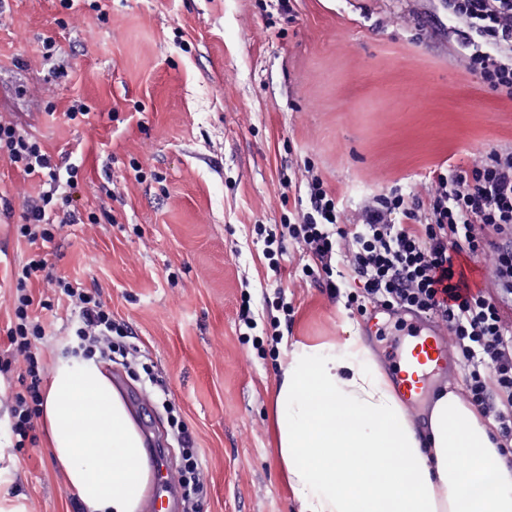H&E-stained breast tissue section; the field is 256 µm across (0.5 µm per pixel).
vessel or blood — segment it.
Wrapping results in <instances>:
<instances>
[{"mask_svg": "<svg viewBox=\"0 0 512 512\" xmlns=\"http://www.w3.org/2000/svg\"><path fill=\"white\" fill-rule=\"evenodd\" d=\"M393 361L401 397L409 405L421 404L434 376L448 366V344L444 333L430 318H417L411 340L396 351ZM170 483L169 473L158 469L156 488L148 500V512H173L166 495Z\"/></svg>", "mask_w": 512, "mask_h": 512, "instance_id": "vessel-or-blood-1", "label": "vessel or blood"}]
</instances>
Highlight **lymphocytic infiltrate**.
I'll return each instance as SVG.
<instances>
[{
	"instance_id": "lymphocytic-infiltrate-1",
	"label": "lymphocytic infiltrate",
	"mask_w": 512,
	"mask_h": 512,
	"mask_svg": "<svg viewBox=\"0 0 512 512\" xmlns=\"http://www.w3.org/2000/svg\"><path fill=\"white\" fill-rule=\"evenodd\" d=\"M447 8L452 21L448 35L467 49L461 58L465 70L512 101V0H447ZM0 157L50 185L38 203L26 208L17 227L18 235L38 251L11 274L8 348L24 355L29 378L12 396L11 429L21 450L33 439L42 384L36 352L45 336L33 313L31 282L44 280L59 288L85 356L111 357L113 338L126 332L97 291L55 276L40 254L55 240L58 213L73 203L77 167L59 168L35 138L13 124L0 123ZM309 202L300 222L255 225L268 256L279 255L283 239L294 240L312 258L303 267L304 276L332 289V259L343 254L360 290L348 298L358 313L374 304L441 322L467 367L468 401L493 415L501 454L512 463V323L502 310L512 302V148H492L467 164L434 169L424 197L398 189L377 195L355 224L344 221L339 199L321 176L311 178ZM464 254L488 259L497 297L469 285L459 261Z\"/></svg>"
}]
</instances>
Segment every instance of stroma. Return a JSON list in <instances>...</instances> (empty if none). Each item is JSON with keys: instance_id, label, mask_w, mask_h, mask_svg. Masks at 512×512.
<instances>
[{"instance_id": "35a3bbf8", "label": "stroma", "mask_w": 512, "mask_h": 512, "mask_svg": "<svg viewBox=\"0 0 512 512\" xmlns=\"http://www.w3.org/2000/svg\"><path fill=\"white\" fill-rule=\"evenodd\" d=\"M443 0H0V122L17 124L56 162L79 168L75 223L46 251L54 275L99 290L125 325L122 346L171 401L204 465L194 512H295L272 445L281 345L341 346L359 333L378 365L405 343L406 313L347 306L302 273L283 244L271 270L258 224L309 206L311 173L341 198L349 222L394 187L424 193L428 174L484 150L512 148V102L459 66ZM60 47L43 58L46 38ZM0 349L13 317L10 274L29 254L17 237L42 182L0 158ZM97 223H87L89 214ZM36 314L61 359L66 304L39 280ZM249 304L254 328L239 321ZM113 353L121 394L139 391L140 430L155 428L183 501L182 449L168 414ZM16 453L26 512H81L42 426Z\"/></svg>"}]
</instances>
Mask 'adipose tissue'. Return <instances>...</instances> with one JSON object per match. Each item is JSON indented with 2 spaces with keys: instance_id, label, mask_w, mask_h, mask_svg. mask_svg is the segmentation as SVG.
<instances>
[{
  "instance_id": "adipose-tissue-1",
  "label": "adipose tissue",
  "mask_w": 512,
  "mask_h": 512,
  "mask_svg": "<svg viewBox=\"0 0 512 512\" xmlns=\"http://www.w3.org/2000/svg\"><path fill=\"white\" fill-rule=\"evenodd\" d=\"M274 406V446L298 512H512V468L491 419L444 391L416 422L361 336L337 350L293 343ZM40 416L82 512H140L145 439L100 365L61 362Z\"/></svg>"
}]
</instances>
